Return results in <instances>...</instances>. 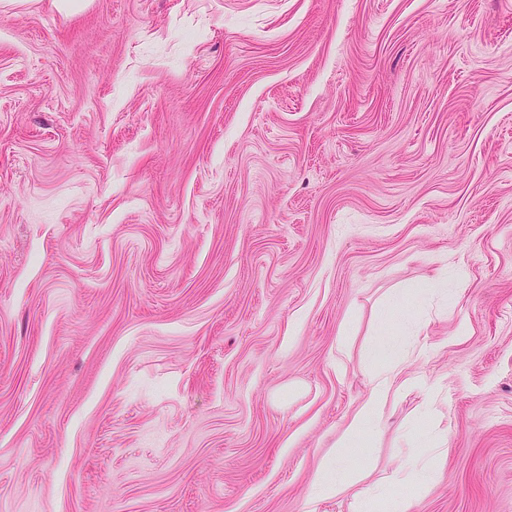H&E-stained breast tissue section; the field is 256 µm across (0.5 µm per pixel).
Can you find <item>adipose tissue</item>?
Returning a JSON list of instances; mask_svg holds the SVG:
<instances>
[{
  "label": "adipose tissue",
  "mask_w": 512,
  "mask_h": 512,
  "mask_svg": "<svg viewBox=\"0 0 512 512\" xmlns=\"http://www.w3.org/2000/svg\"><path fill=\"white\" fill-rule=\"evenodd\" d=\"M398 321L404 333L372 352V359L383 360L384 367L376 372L369 395L351 416L341 446L337 447L330 461L318 469L310 490L311 502H320L342 491L344 480L341 473L348 447H351L353 441L360 436H374L380 421L386 416L387 408L396 396L394 385L403 372V362L409 343L408 334L413 328L412 321L406 316H399Z\"/></svg>",
  "instance_id": "ef3b65f1"
}]
</instances>
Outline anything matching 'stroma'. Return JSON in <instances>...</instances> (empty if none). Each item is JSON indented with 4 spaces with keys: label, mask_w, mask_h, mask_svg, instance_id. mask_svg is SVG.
<instances>
[{
    "label": "stroma",
    "mask_w": 512,
    "mask_h": 512,
    "mask_svg": "<svg viewBox=\"0 0 512 512\" xmlns=\"http://www.w3.org/2000/svg\"><path fill=\"white\" fill-rule=\"evenodd\" d=\"M395 297L408 384L310 509ZM377 488L512 512V0L0 4V512Z\"/></svg>",
    "instance_id": "35a3bbf8"
}]
</instances>
